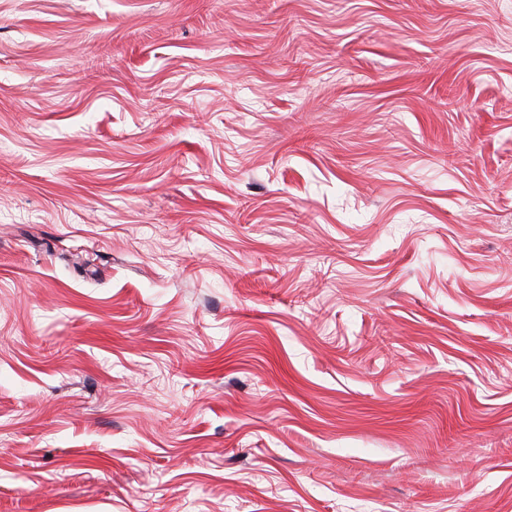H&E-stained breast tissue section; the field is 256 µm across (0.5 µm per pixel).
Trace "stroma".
Here are the masks:
<instances>
[{
    "label": "stroma",
    "mask_w": 512,
    "mask_h": 512,
    "mask_svg": "<svg viewBox=\"0 0 512 512\" xmlns=\"http://www.w3.org/2000/svg\"><path fill=\"white\" fill-rule=\"evenodd\" d=\"M0 512H512V0H0Z\"/></svg>",
    "instance_id": "35a3bbf8"
}]
</instances>
